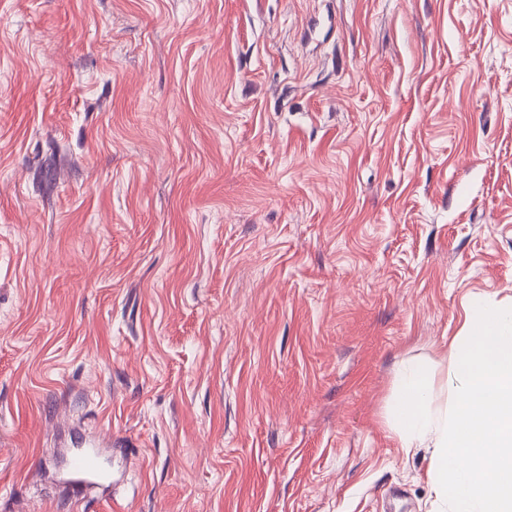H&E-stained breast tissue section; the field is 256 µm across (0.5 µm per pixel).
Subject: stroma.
Segmentation results:
<instances>
[{
  "label": "stroma",
  "instance_id": "1",
  "mask_svg": "<svg viewBox=\"0 0 512 512\" xmlns=\"http://www.w3.org/2000/svg\"><path fill=\"white\" fill-rule=\"evenodd\" d=\"M477 296L512 0H0V512H439L387 411ZM106 459L101 447L74 448L68 461L67 480L96 484L106 477Z\"/></svg>",
  "mask_w": 512,
  "mask_h": 512
}]
</instances>
